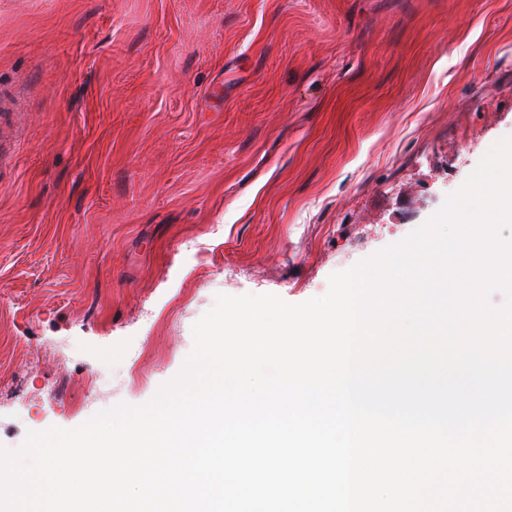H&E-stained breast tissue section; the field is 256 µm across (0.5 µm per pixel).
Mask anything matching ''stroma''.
Here are the masks:
<instances>
[{
  "label": "stroma",
  "mask_w": 512,
  "mask_h": 512,
  "mask_svg": "<svg viewBox=\"0 0 512 512\" xmlns=\"http://www.w3.org/2000/svg\"><path fill=\"white\" fill-rule=\"evenodd\" d=\"M506 136L512 0H0V448L148 402L217 294H325Z\"/></svg>",
  "instance_id": "1"
}]
</instances>
